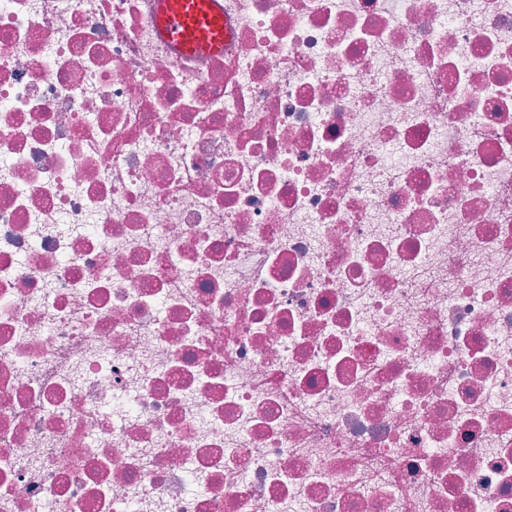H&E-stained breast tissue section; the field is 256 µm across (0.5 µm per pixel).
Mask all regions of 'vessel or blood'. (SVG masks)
I'll use <instances>...</instances> for the list:
<instances>
[{
	"label": "vessel or blood",
	"instance_id": "obj_1",
	"mask_svg": "<svg viewBox=\"0 0 512 512\" xmlns=\"http://www.w3.org/2000/svg\"><path fill=\"white\" fill-rule=\"evenodd\" d=\"M218 0H157L155 23L175 47L191 52H223L226 35Z\"/></svg>",
	"mask_w": 512,
	"mask_h": 512
}]
</instances>
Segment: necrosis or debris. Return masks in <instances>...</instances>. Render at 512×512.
I'll list each match as a JSON object with an SVG mask.
<instances>
[{
  "instance_id": "4bbe7bcc",
  "label": "necrosis or debris",
  "mask_w": 512,
  "mask_h": 512,
  "mask_svg": "<svg viewBox=\"0 0 512 512\" xmlns=\"http://www.w3.org/2000/svg\"><path fill=\"white\" fill-rule=\"evenodd\" d=\"M0 0V512H512V0ZM219 0H157L155 23L175 47L191 53L224 51V15Z\"/></svg>"
}]
</instances>
